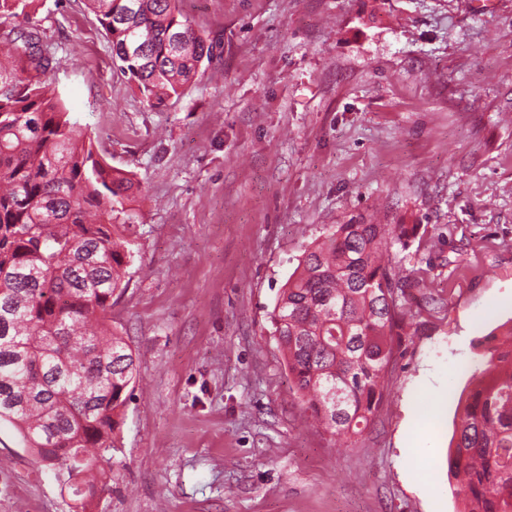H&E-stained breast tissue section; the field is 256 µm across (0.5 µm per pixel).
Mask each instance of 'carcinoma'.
Returning <instances> with one entry per match:
<instances>
[{"mask_svg": "<svg viewBox=\"0 0 512 512\" xmlns=\"http://www.w3.org/2000/svg\"><path fill=\"white\" fill-rule=\"evenodd\" d=\"M37 0H0V420L12 423L75 512L112 480L136 358L112 327V297L131 262L121 225L135 183L76 135L42 80L52 62L32 24ZM182 0H87L114 61L143 102L160 107L220 45ZM22 17L30 26L19 28ZM416 224H336L305 250L270 313L311 417L337 440L365 430L383 399L405 315L406 282L389 260ZM511 342L476 360L458 399L448 482L461 512H512Z\"/></svg>", "mask_w": 512, "mask_h": 512, "instance_id": "1", "label": "carcinoma"}]
</instances>
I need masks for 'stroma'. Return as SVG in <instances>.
I'll list each match as a JSON object with an SVG mask.
<instances>
[{"label":"stroma","mask_w":512,"mask_h":512,"mask_svg":"<svg viewBox=\"0 0 512 512\" xmlns=\"http://www.w3.org/2000/svg\"><path fill=\"white\" fill-rule=\"evenodd\" d=\"M223 53L151 109L85 0L45 78L138 189L112 324L137 379L95 512H458L457 401L512 319V0H184ZM415 224L370 426H307L269 314L334 224ZM74 501L0 421V512Z\"/></svg>","instance_id":"35a3bbf8"}]
</instances>
